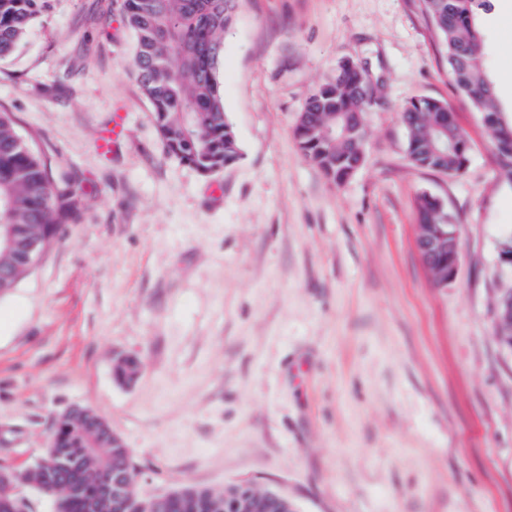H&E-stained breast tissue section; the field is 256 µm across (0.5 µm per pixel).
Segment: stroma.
I'll list each match as a JSON object with an SVG mask.
<instances>
[{"mask_svg":"<svg viewBox=\"0 0 512 512\" xmlns=\"http://www.w3.org/2000/svg\"><path fill=\"white\" fill-rule=\"evenodd\" d=\"M121 3L50 0L0 61V111L76 194L0 297V468L29 467L88 404L130 448L140 498L247 481L298 512H512V350L496 333L512 184L420 0H239L220 78L243 156L212 176L168 154ZM480 21L511 116L512 0ZM343 58L375 101L366 162L335 185L293 131ZM415 95L467 132L462 177L410 164ZM117 112L122 139L100 153ZM424 192L459 224V272L439 287L415 246ZM129 357L127 384L113 369Z\"/></svg>","mask_w":512,"mask_h":512,"instance_id":"stroma-1","label":"stroma"}]
</instances>
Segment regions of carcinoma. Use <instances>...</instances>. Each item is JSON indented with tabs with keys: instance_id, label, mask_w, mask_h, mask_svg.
<instances>
[{
	"instance_id": "carcinoma-1",
	"label": "carcinoma",
	"mask_w": 512,
	"mask_h": 512,
	"mask_svg": "<svg viewBox=\"0 0 512 512\" xmlns=\"http://www.w3.org/2000/svg\"><path fill=\"white\" fill-rule=\"evenodd\" d=\"M427 20L444 50L448 76L481 116L495 152L499 174L512 182V123L503 121L485 71L478 10L491 0H422ZM238 0H123L122 19L136 38L134 64L169 153L213 175L237 163L241 146L224 113L219 80L224 33L231 27ZM49 0H0V60L11 56ZM358 69L344 66L317 84L296 122L294 138L304 157L335 184L351 176L354 146L364 147L365 133L346 125L362 103L354 94ZM409 162L450 177L462 176L471 146L447 102L414 97L402 108ZM75 193L62 179L56 188L42 160L20 140L11 117L0 112V231L58 238L71 216ZM418 223L439 225L459 235L447 207H434L432 196L416 199ZM140 362L115 365L118 380L128 383ZM104 418L83 405L56 420L50 443L36 463L20 473L19 485H33L55 498L57 512H141L135 495L115 497L109 489L122 473L134 475L130 449L123 439L98 430ZM249 490L232 485L222 493L184 486L165 495L157 512H240Z\"/></svg>"
}]
</instances>
